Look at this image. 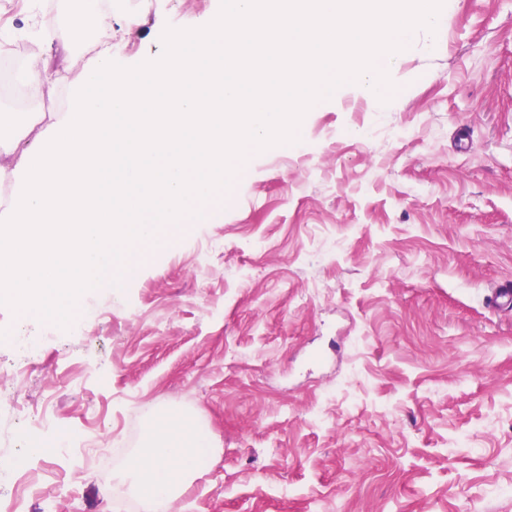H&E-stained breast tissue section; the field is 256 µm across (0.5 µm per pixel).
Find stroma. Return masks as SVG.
<instances>
[{
    "label": "stroma",
    "instance_id": "obj_1",
    "mask_svg": "<svg viewBox=\"0 0 512 512\" xmlns=\"http://www.w3.org/2000/svg\"><path fill=\"white\" fill-rule=\"evenodd\" d=\"M69 0H0V36L57 69L53 94L0 109L63 111L94 43ZM114 60L158 59L166 27L220 0H121ZM389 77L385 104L341 86L300 142L252 154L176 246L122 287L82 295L61 329L0 309V459L46 410L44 440L98 434L111 457L45 452L29 512H125L115 487L151 406L197 413L219 443L172 512H512V0H445ZM42 341L23 382L18 335Z\"/></svg>",
    "mask_w": 512,
    "mask_h": 512
}]
</instances>
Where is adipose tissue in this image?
I'll return each mask as SVG.
<instances>
[{"instance_id": "obj_1", "label": "adipose tissue", "mask_w": 512, "mask_h": 512, "mask_svg": "<svg viewBox=\"0 0 512 512\" xmlns=\"http://www.w3.org/2000/svg\"><path fill=\"white\" fill-rule=\"evenodd\" d=\"M145 441L117 473L131 495L143 498L151 512H170L190 486L196 461L208 438L199 422L175 407L158 406L144 428Z\"/></svg>"}]
</instances>
